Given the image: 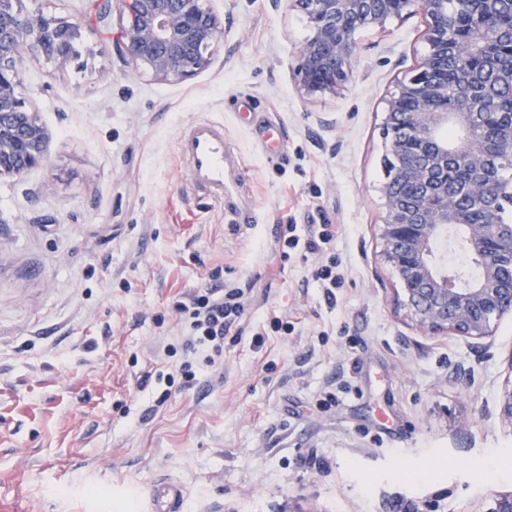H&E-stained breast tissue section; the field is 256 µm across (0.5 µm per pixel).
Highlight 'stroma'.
Instances as JSON below:
<instances>
[{"mask_svg": "<svg viewBox=\"0 0 512 512\" xmlns=\"http://www.w3.org/2000/svg\"><path fill=\"white\" fill-rule=\"evenodd\" d=\"M205 3L224 26L210 65L160 82L121 59L119 11L18 2L79 37L64 70L27 53L19 93L48 157L0 177V512H145L160 478L184 486V512H488L512 494V316L486 352L427 335L380 257L382 124L428 49L424 16L358 31L346 84L308 99L302 13ZM199 119L223 123L238 154L236 214L189 188L177 139ZM281 224L338 225L335 305L312 279L324 256L281 261ZM216 267L248 296L224 364L152 410L150 375L180 336L172 303ZM275 315L289 334L269 332ZM461 365L475 385L452 378Z\"/></svg>", "mask_w": 512, "mask_h": 512, "instance_id": "stroma-1", "label": "stroma"}]
</instances>
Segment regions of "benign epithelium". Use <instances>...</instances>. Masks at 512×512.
Masks as SVG:
<instances>
[{
  "instance_id": "obj_1",
  "label": "benign epithelium",
  "mask_w": 512,
  "mask_h": 512,
  "mask_svg": "<svg viewBox=\"0 0 512 512\" xmlns=\"http://www.w3.org/2000/svg\"><path fill=\"white\" fill-rule=\"evenodd\" d=\"M128 13L119 55L161 81L195 75L211 61L224 28L202 0H107ZM15 0H0V177H21L42 163L50 137L34 105L17 95L25 75L24 49L35 48L59 67L74 58L76 26L42 14H25ZM307 18L311 34L297 48L300 90L310 98L336 94L351 72L358 44L351 29L381 28L391 17L421 12L428 51L387 103L388 180L380 227L381 255L397 274L402 304L431 335L482 341L495 321L512 315V224L476 223L472 205L494 189L486 172L512 162V118L492 140L480 127L481 88L489 79L512 89V66L483 64L506 45L512 28L477 27L464 41L469 66L461 83L470 94L448 103V54L454 51L445 0H290ZM454 127L450 141L443 131ZM462 245L480 274L455 286L436 249L438 240Z\"/></svg>"
}]
</instances>
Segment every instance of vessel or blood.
Wrapping results in <instances>:
<instances>
[{"mask_svg": "<svg viewBox=\"0 0 512 512\" xmlns=\"http://www.w3.org/2000/svg\"><path fill=\"white\" fill-rule=\"evenodd\" d=\"M177 150L192 175L196 194L225 206L233 185L226 172L227 144L221 123L202 119L180 133ZM185 490L176 481L155 480L148 495L149 512H183Z\"/></svg>", "mask_w": 512, "mask_h": 512, "instance_id": "vessel-or-blood-1", "label": "vessel or blood"}]
</instances>
